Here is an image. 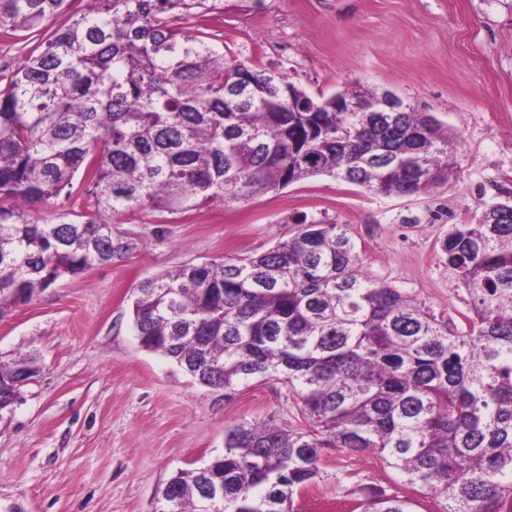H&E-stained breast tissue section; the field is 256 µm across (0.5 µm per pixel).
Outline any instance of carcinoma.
I'll use <instances>...</instances> for the list:
<instances>
[{"label": "carcinoma", "mask_w": 512, "mask_h": 512, "mask_svg": "<svg viewBox=\"0 0 512 512\" xmlns=\"http://www.w3.org/2000/svg\"><path fill=\"white\" fill-rule=\"evenodd\" d=\"M79 1L84 8L72 10ZM210 0H0V29L38 39L0 72V314L57 281L112 263L127 212L230 205L320 175L414 196L454 175L448 130L404 100L344 112L379 92L311 96L173 26ZM69 14L57 25L55 19ZM85 210L33 212L73 180ZM269 250L188 264L142 282L140 348L234 397L253 381L288 388L298 422H236L224 453L180 469L156 512H299L327 452H368L438 512H512V203L456 224L441 252L470 298L461 323L366 275L343 225L294 219ZM38 372L0 362L3 387ZM224 491L223 509L206 494ZM360 512H412L374 494Z\"/></svg>", "instance_id": "carcinoma-1"}]
</instances>
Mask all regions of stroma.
I'll return each instance as SVG.
<instances>
[{
  "mask_svg": "<svg viewBox=\"0 0 512 512\" xmlns=\"http://www.w3.org/2000/svg\"><path fill=\"white\" fill-rule=\"evenodd\" d=\"M210 28L226 54L287 69L313 95L364 84L394 91L457 132V176L422 196L377 195L329 177L300 180L233 206L181 214L150 209L112 227L126 257L57 282L0 317V360L39 371L0 414V512H152L158 486L224 449L243 419L293 422L285 392L258 383L224 401L132 327L138 285L184 264L262 253L288 239L294 216L346 225L365 273L407 291L436 315L469 298L439 242L483 203L512 201V0H222ZM302 512H351L359 495L400 493L413 512L435 500L404 486L375 455L326 454ZM360 494L338 487L344 468Z\"/></svg>",
  "mask_w": 512,
  "mask_h": 512,
  "instance_id": "stroma-1",
  "label": "stroma"
}]
</instances>
